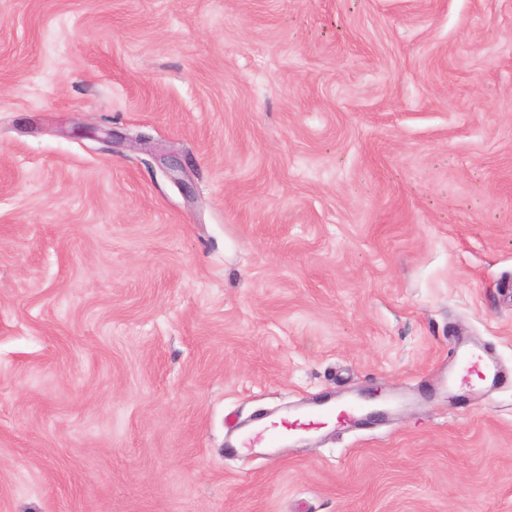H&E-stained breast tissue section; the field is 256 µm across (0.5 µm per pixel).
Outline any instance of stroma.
Returning <instances> with one entry per match:
<instances>
[{"mask_svg": "<svg viewBox=\"0 0 512 512\" xmlns=\"http://www.w3.org/2000/svg\"><path fill=\"white\" fill-rule=\"evenodd\" d=\"M0 512H512V0H0ZM454 358L458 362L457 377L462 383L468 379L467 376L472 382H488L499 374L498 365L493 361L487 362L476 350L458 348L455 350ZM461 370L464 375L460 374ZM342 408L339 414L344 417L357 419L362 408L351 402H333L325 405H312L301 411L289 412L279 422L262 424L253 430L243 434L233 445L237 448H254L256 445L265 444L266 448H276L279 436L284 432H307L321 428L326 423L323 419ZM238 444V446H237Z\"/></svg>", "mask_w": 512, "mask_h": 512, "instance_id": "1", "label": "stroma"}]
</instances>
